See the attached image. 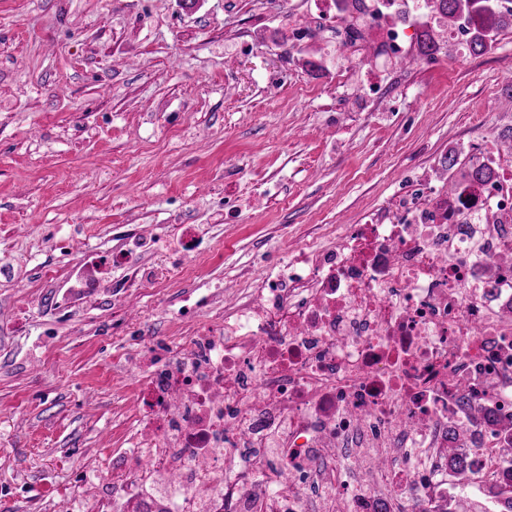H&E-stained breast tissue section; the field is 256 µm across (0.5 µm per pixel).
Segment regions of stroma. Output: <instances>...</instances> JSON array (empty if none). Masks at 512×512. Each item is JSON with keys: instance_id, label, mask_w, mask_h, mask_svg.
<instances>
[{"instance_id": "stroma-1", "label": "stroma", "mask_w": 512, "mask_h": 512, "mask_svg": "<svg viewBox=\"0 0 512 512\" xmlns=\"http://www.w3.org/2000/svg\"><path fill=\"white\" fill-rule=\"evenodd\" d=\"M375 47L348 61L314 0H0V512H86L149 345L484 131L512 162V30L432 68Z\"/></svg>"}]
</instances>
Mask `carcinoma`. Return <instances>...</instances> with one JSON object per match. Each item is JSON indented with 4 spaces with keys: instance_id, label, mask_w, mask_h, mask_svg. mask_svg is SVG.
Here are the masks:
<instances>
[{
    "instance_id": "cac0c4a2",
    "label": "carcinoma",
    "mask_w": 512,
    "mask_h": 512,
    "mask_svg": "<svg viewBox=\"0 0 512 512\" xmlns=\"http://www.w3.org/2000/svg\"><path fill=\"white\" fill-rule=\"evenodd\" d=\"M434 16L424 24L417 36L420 55L435 58L448 56L456 51L449 41L448 31L461 29L467 34L466 49L474 55L492 51L497 36L512 29V10L503 11L499 0H433ZM442 174L447 176L448 192L453 193L461 183L478 181L488 177L490 171L468 162L459 154H450L442 165ZM489 496L508 505L512 512V481L491 486Z\"/></svg>"
}]
</instances>
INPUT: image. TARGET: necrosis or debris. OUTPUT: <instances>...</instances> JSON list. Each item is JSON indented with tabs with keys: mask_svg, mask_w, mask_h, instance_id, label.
Returning <instances> with one entry per match:
<instances>
[{
	"mask_svg": "<svg viewBox=\"0 0 512 512\" xmlns=\"http://www.w3.org/2000/svg\"><path fill=\"white\" fill-rule=\"evenodd\" d=\"M391 60L416 55L426 9L364 0ZM467 158L489 179L397 195L327 249L292 252L222 323L150 346L116 498L96 512H420L506 475L512 446V167L491 136ZM495 223H485L486 214Z\"/></svg>",
	"mask_w": 512,
	"mask_h": 512,
	"instance_id": "4bbe7bcc",
	"label": "necrosis or debris"
}]
</instances>
